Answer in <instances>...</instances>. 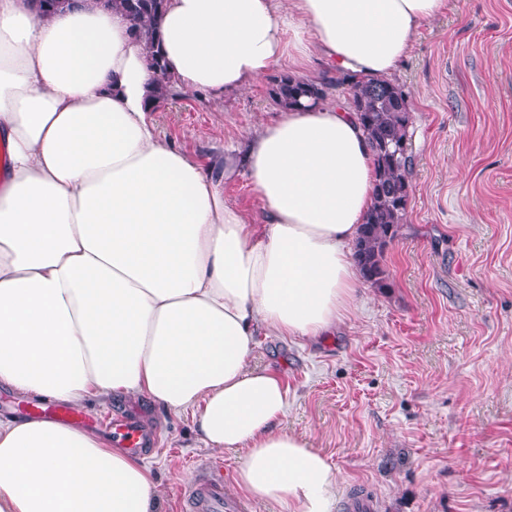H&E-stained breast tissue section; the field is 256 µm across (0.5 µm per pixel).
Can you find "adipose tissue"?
Wrapping results in <instances>:
<instances>
[{"label":"adipose tissue","mask_w":512,"mask_h":512,"mask_svg":"<svg viewBox=\"0 0 512 512\" xmlns=\"http://www.w3.org/2000/svg\"><path fill=\"white\" fill-rule=\"evenodd\" d=\"M448 0H167L153 26L178 90L219 98L272 68L392 75ZM155 73L119 10L41 18L0 0V384L78 405L191 413L204 447L245 449L235 483L286 512H332L337 475L280 427L288 389L258 335L315 340L361 284L350 250L374 160L345 102L281 110L243 160L263 203L163 139ZM143 457L80 427L0 419V512H159Z\"/></svg>","instance_id":"ef3b65f1"}]
</instances>
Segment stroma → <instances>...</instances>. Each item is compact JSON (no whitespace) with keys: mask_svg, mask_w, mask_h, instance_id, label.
<instances>
[{"mask_svg":"<svg viewBox=\"0 0 512 512\" xmlns=\"http://www.w3.org/2000/svg\"><path fill=\"white\" fill-rule=\"evenodd\" d=\"M393 78L411 109V192L385 264L389 287L362 283L336 333L310 343L258 336L253 366L288 386L282 426L333 465L334 512H512V0H448ZM270 77L213 100L183 94L155 112L162 136L223 170L226 200L261 202L240 158L274 122ZM89 418L122 412L161 434L147 452L161 512H181L198 464L224 495L244 452L201 447L190 414L149 402L90 401Z\"/></svg>","mask_w":512,"mask_h":512,"instance_id":"stroma-1","label":"stroma"}]
</instances>
